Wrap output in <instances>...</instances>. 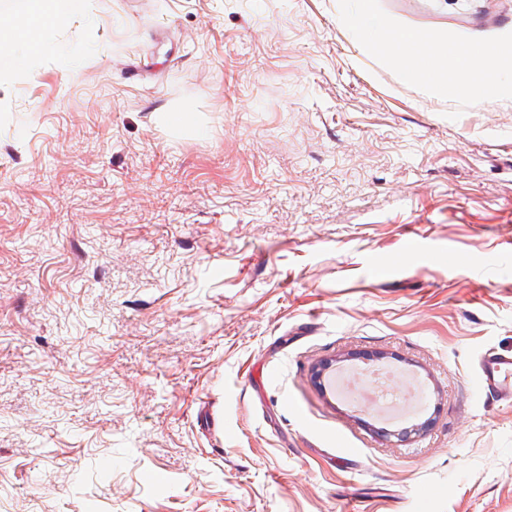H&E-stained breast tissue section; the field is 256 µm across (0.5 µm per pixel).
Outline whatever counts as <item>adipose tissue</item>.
Wrapping results in <instances>:
<instances>
[{"label": "adipose tissue", "instance_id": "ef3b65f1", "mask_svg": "<svg viewBox=\"0 0 512 512\" xmlns=\"http://www.w3.org/2000/svg\"><path fill=\"white\" fill-rule=\"evenodd\" d=\"M86 9L87 0H26L19 25L0 34V76L20 71L26 58L47 52L44 32Z\"/></svg>", "mask_w": 512, "mask_h": 512}]
</instances>
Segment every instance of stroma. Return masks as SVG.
<instances>
[{
	"instance_id": "obj_1",
	"label": "stroma",
	"mask_w": 512,
	"mask_h": 512,
	"mask_svg": "<svg viewBox=\"0 0 512 512\" xmlns=\"http://www.w3.org/2000/svg\"><path fill=\"white\" fill-rule=\"evenodd\" d=\"M338 14L88 0L0 80V512H512V401L472 385L512 352V103L419 92ZM325 364L427 408L383 422Z\"/></svg>"
}]
</instances>
